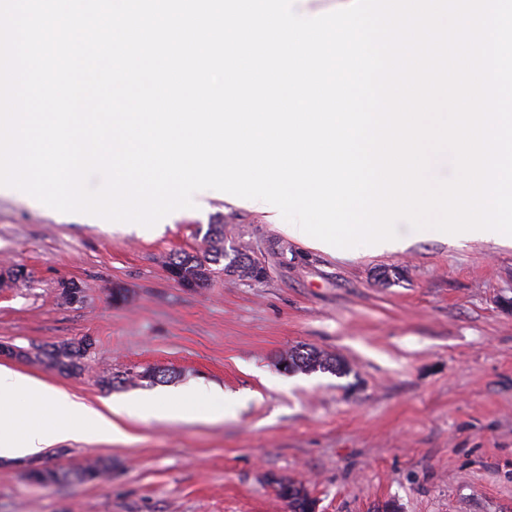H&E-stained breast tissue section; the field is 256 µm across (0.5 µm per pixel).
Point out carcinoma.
I'll return each mask as SVG.
<instances>
[{
	"instance_id": "carcinoma-1",
	"label": "carcinoma",
	"mask_w": 512,
	"mask_h": 512,
	"mask_svg": "<svg viewBox=\"0 0 512 512\" xmlns=\"http://www.w3.org/2000/svg\"><path fill=\"white\" fill-rule=\"evenodd\" d=\"M208 248L199 254L180 253L170 258V263L179 270L180 280L186 284H203L211 278L222 273L226 276H237L240 279L252 280V258L243 250H235L228 255L224 250V221L219 220L209 225L206 233ZM87 351L83 349L82 342H68L43 348L37 353V358L48 363L56 369L67 374H74L82 370L83 360ZM288 361L292 367L305 372L327 371L334 374L345 373L343 362L332 355L313 348L296 349L288 354ZM169 376L165 369H147L135 374L115 378H103L100 384L105 388H112L116 384H124L131 380L162 382ZM112 473V462L97 459L82 465L78 470L70 472L64 469L47 468L33 478V482L43 485H54L68 482L72 479L81 482H101ZM277 495L285 501L288 512H309L307 490L286 478L275 479Z\"/></svg>"
}]
</instances>
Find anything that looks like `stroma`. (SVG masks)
<instances>
[{"label":"stroma","mask_w":512,"mask_h":512,"mask_svg":"<svg viewBox=\"0 0 512 512\" xmlns=\"http://www.w3.org/2000/svg\"><path fill=\"white\" fill-rule=\"evenodd\" d=\"M145 231L45 210L0 189V342L5 366L97 405L204 384L236 399L217 422L126 420L127 439H71L37 456L48 468L111 460L102 483L39 487L0 460V512H288L272 484H303L319 512H512V247L414 243L340 259L288 237L223 192ZM247 250L263 280L213 277L184 288L165 261ZM81 302L65 303L62 283ZM91 338L76 374L31 353ZM306 346L349 372H291ZM167 382L102 388L132 368Z\"/></svg>","instance_id":"1"}]
</instances>
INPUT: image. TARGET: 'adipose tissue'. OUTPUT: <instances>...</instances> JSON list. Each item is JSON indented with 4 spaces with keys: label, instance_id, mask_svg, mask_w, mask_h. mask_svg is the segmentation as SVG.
I'll return each mask as SVG.
<instances>
[{
    "label": "adipose tissue",
    "instance_id": "ef3b65f1",
    "mask_svg": "<svg viewBox=\"0 0 512 512\" xmlns=\"http://www.w3.org/2000/svg\"><path fill=\"white\" fill-rule=\"evenodd\" d=\"M235 406L233 396L198 385L156 400L117 399L95 406L67 390L0 365V459L33 458L83 435L125 436V415L171 420H220Z\"/></svg>",
    "mask_w": 512,
    "mask_h": 512
}]
</instances>
